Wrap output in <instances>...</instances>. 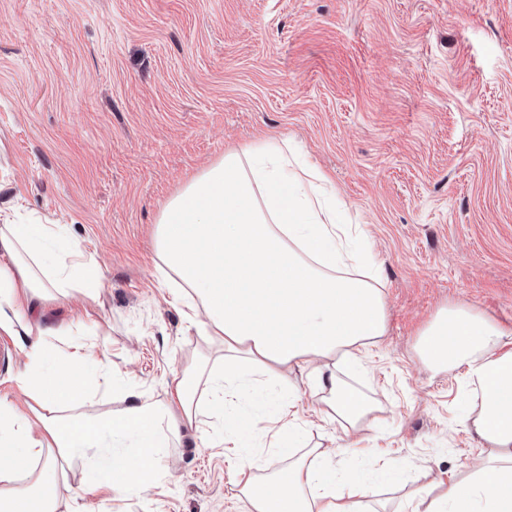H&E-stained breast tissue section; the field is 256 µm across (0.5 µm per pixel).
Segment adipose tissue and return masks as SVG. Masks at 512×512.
Returning a JSON list of instances; mask_svg holds the SVG:
<instances>
[{
  "mask_svg": "<svg viewBox=\"0 0 512 512\" xmlns=\"http://www.w3.org/2000/svg\"><path fill=\"white\" fill-rule=\"evenodd\" d=\"M361 238L339 219L329 176L297 165L282 142L225 152L167 201L155 232L161 282L211 336V352L180 377L170 402L127 390L122 409L99 413L97 380L118 381L109 349L73 338L55 354L29 310L52 291L97 302V261L64 225L1 224L0 329L32 343L18 379L23 407L0 401V512H57L62 499L100 490L149 495L179 425L210 419L229 422L213 446L231 438L244 449L236 489L247 512H512V333L468 310L440 311L417 343L424 365L464 369L481 395L466 419L484 458L460 479L429 481L391 508L373 499L368 480L336 477L319 445L286 424L292 402L264 396L262 418L246 408L259 379L306 371L321 414L341 425L343 453L360 454L377 405L337 371L358 366L387 322L380 272ZM268 417L283 423L273 468L252 453ZM75 469L76 486L67 478Z\"/></svg>",
  "mask_w": 512,
  "mask_h": 512,
  "instance_id": "1",
  "label": "adipose tissue"
}]
</instances>
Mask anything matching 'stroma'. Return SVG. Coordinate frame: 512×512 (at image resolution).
<instances>
[{
	"label": "stroma",
	"instance_id": "obj_1",
	"mask_svg": "<svg viewBox=\"0 0 512 512\" xmlns=\"http://www.w3.org/2000/svg\"><path fill=\"white\" fill-rule=\"evenodd\" d=\"M267 139L332 179L382 269L386 333L342 374L379 402L363 433L393 470L379 498L465 474L482 448L474 396L416 344L448 306L512 330V0H0V224L67 225L95 257L96 305L57 296L34 315L46 346H108L124 388L166 400L209 348L156 280L161 209L226 151ZM4 336L0 400L13 402L28 341ZM287 379L292 424L339 440L305 373ZM239 454L185 426L162 451V488L58 512H245Z\"/></svg>",
	"mask_w": 512,
	"mask_h": 512
}]
</instances>
